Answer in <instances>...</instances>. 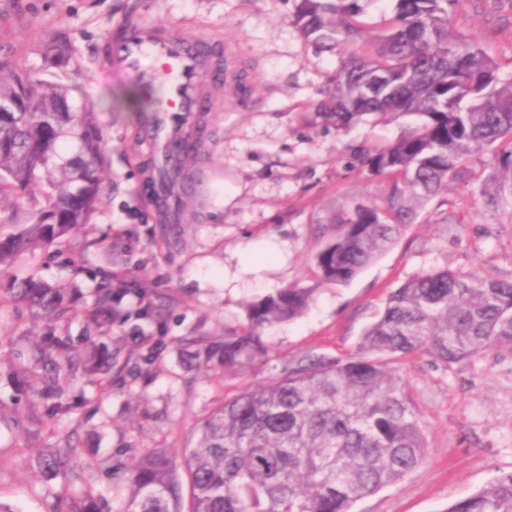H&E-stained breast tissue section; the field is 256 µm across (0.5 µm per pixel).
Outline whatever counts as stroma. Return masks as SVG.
<instances>
[{
    "label": "stroma",
    "instance_id": "1",
    "mask_svg": "<svg viewBox=\"0 0 512 512\" xmlns=\"http://www.w3.org/2000/svg\"><path fill=\"white\" fill-rule=\"evenodd\" d=\"M298 0H0V63L81 88L71 104L87 103L105 136L103 192L83 229L87 239L115 238L113 250L79 253L47 246L27 255L21 273L69 288L71 314L53 322L25 312L0 314V503L13 512H53L59 477L36 459L50 444L38 419L52 386H25L17 354H38L47 333L82 353L99 331L85 315L109 277L143 282L161 320L131 317L112 324V347L152 361L129 371L113 367L99 392L81 369L69 388L74 470L92 487L93 512H134L125 474L101 463L130 465L158 448L181 454L197 426L221 401L280 376L304 351L339 356L354 350L388 292L439 267L512 277V200L497 214L482 208L481 189L495 152L469 161L470 177L449 183L417 224L344 285L322 282L312 257L331 236L338 212L377 201L389 179L357 165L359 148L385 146L415 124L398 113L336 130L316 106L331 87L339 53H316L294 23ZM125 16L172 21L194 36L232 40L253 71L250 89L228 86L224 100L200 117L204 139L187 158L171 218L152 204L155 156L141 115L149 107L137 83L108 73L106 43ZM451 31L476 40L512 74V0H463ZM281 249L262 280L245 273L266 243ZM314 291L298 319L268 332L261 363L234 373L203 368L188 354L196 336L222 340L246 321V307L279 289ZM429 448L400 482L358 501L355 512H445L503 473L512 472V357L487 352L447 367L415 355L400 363Z\"/></svg>",
    "mask_w": 512,
    "mask_h": 512
}]
</instances>
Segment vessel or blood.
Instances as JSON below:
<instances>
[{
    "label": "vessel or blood",
    "instance_id": "1",
    "mask_svg": "<svg viewBox=\"0 0 512 512\" xmlns=\"http://www.w3.org/2000/svg\"><path fill=\"white\" fill-rule=\"evenodd\" d=\"M211 44L206 37H188L172 22L131 17L107 48L106 68L136 78L145 95L158 97L141 124L147 138L160 147L166 167H182L199 114L214 109L210 88L243 77L237 46L225 43L224 63L217 66L210 62Z\"/></svg>",
    "mask_w": 512,
    "mask_h": 512
}]
</instances>
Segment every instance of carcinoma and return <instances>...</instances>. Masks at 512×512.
Here are the masks:
<instances>
[{"label": "carcinoma", "mask_w": 512, "mask_h": 512, "mask_svg": "<svg viewBox=\"0 0 512 512\" xmlns=\"http://www.w3.org/2000/svg\"><path fill=\"white\" fill-rule=\"evenodd\" d=\"M374 0H300L295 23L319 52L348 55L318 111L345 131L366 116L399 112L416 127L380 148H361L357 161L392 184L381 203L355 206L338 216L335 233L314 255L323 281H351L390 247L419 212L448 191L472 157L512 143V78L475 44L452 36L461 0H395L393 14L374 35L362 20ZM72 89L39 74L0 65V104L18 101L21 112H0V195L29 192L30 223L0 235V267H13L41 245L61 242L87 251L94 242L77 231L102 194L104 134L97 113L71 111ZM72 153L59 151L62 142ZM483 190L496 213L512 186V149L498 154ZM132 280L115 278L97 292L87 317L107 335L127 319L124 301L142 295ZM66 288L15 275L0 289V312L22 305L55 321L67 318ZM312 291L288 287L250 304L242 331L221 342L198 340L192 355L206 365L238 370L270 350L266 329L309 308ZM485 352L512 356V277L488 278L447 267L421 272L392 290L363 329L355 349L340 357L305 352L288 359L282 376L248 388L214 408L197 428L195 445L177 463L159 448L133 463L126 475L135 512H353L361 499L396 484L425 459L427 441L407 383L396 364L425 355L448 366ZM84 371L101 390L112 381V342L83 353ZM74 355L47 353L18 359L17 375L31 386L70 376ZM72 407L59 402L42 417L55 436ZM76 446L60 439L38 467L64 478L57 498L72 497L68 464ZM184 466L190 506L183 510ZM445 512H512V472L452 503Z\"/></svg>", "instance_id": "carcinoma-1"}]
</instances>
